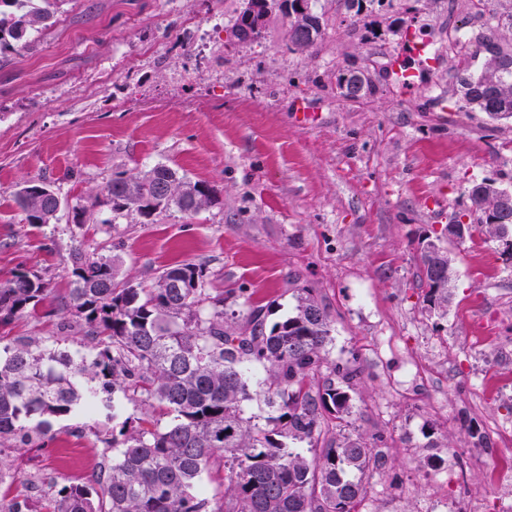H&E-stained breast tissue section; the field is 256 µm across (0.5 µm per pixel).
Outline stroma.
Wrapping results in <instances>:
<instances>
[{"label": "stroma", "mask_w": 512, "mask_h": 512, "mask_svg": "<svg viewBox=\"0 0 512 512\" xmlns=\"http://www.w3.org/2000/svg\"><path fill=\"white\" fill-rule=\"evenodd\" d=\"M239 7L60 0L32 49L0 57V284L27 271L50 288L0 334L91 355L62 312L78 247L145 287L167 267L204 264L212 287L244 294L271 323L311 289L330 315L329 361L362 369L345 431L383 437L385 466L360 476L364 512H499L484 477L450 493L441 470L494 463L512 446L497 431L512 420V260L479 224L461 241L447 232L471 180L512 187V123L467 111L445 50L429 64L411 51L459 16L448 0H379L362 13L369 35L354 39L344 0H318L325 29L311 57L289 50L278 11L260 43L229 44ZM399 58L413 85L392 83ZM354 68L374 84L359 100L337 89ZM154 164L215 188V202L191 217L113 212L112 176ZM32 180L59 190L52 223H26L13 201ZM430 240L453 269L444 315L416 260ZM111 434L102 415L58 419L6 468L87 482L111 457Z\"/></svg>", "instance_id": "stroma-1"}]
</instances>
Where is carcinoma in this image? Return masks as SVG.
Instances as JSON below:
<instances>
[{
  "label": "carcinoma",
  "mask_w": 512,
  "mask_h": 512,
  "mask_svg": "<svg viewBox=\"0 0 512 512\" xmlns=\"http://www.w3.org/2000/svg\"><path fill=\"white\" fill-rule=\"evenodd\" d=\"M55 2L0 0V52L30 49L32 34L55 25ZM487 2L493 24L481 44L488 57L478 72L462 57L457 82L470 111L512 121V0ZM315 3L307 0L303 22L289 23V48L317 50L323 21ZM507 191L483 179L467 194V211L499 240L512 239V207L498 205ZM106 192L113 211L145 216L171 208L192 215L216 199L214 189L159 164L117 174ZM13 200L29 224H49L61 208L58 192L44 181L19 184ZM437 266L452 279L448 255L421 252L425 282ZM208 285L203 266L183 263L165 269L152 287L138 288L117 279L112 257L78 247L63 310L79 319L94 355L0 336V459L76 411L103 409L117 419L115 393L171 417L164 428L151 418L113 427L119 453L112 462L90 482L53 484L36 512H360L366 489L349 474L379 469L384 455L361 436L318 447L327 417L340 427L350 416L349 390L360 375L354 364L328 360L325 308L309 294L268 328L264 309L246 300L236 325L224 319V293ZM48 291L39 276L15 274L0 285V325L36 310ZM449 296L447 288H430L427 301L445 313ZM252 381L277 415L244 417ZM218 462L220 497L202 485Z\"/></svg>",
  "instance_id": "obj_1"
}]
</instances>
